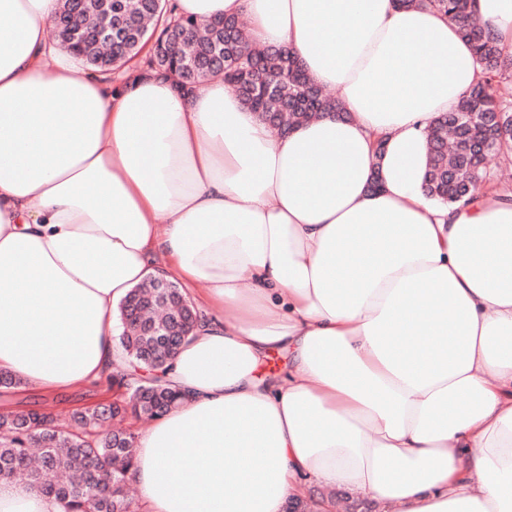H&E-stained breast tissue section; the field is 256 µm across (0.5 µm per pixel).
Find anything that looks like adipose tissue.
I'll list each match as a JSON object with an SVG mask.
<instances>
[{
    "label": "adipose tissue",
    "instance_id": "1",
    "mask_svg": "<svg viewBox=\"0 0 512 512\" xmlns=\"http://www.w3.org/2000/svg\"><path fill=\"white\" fill-rule=\"evenodd\" d=\"M172 3L246 19L345 114L280 134L219 76L119 83L47 39L58 0H0V370L47 395L125 370L114 307L202 282L164 376L184 401L138 435L143 512H285L311 481L512 512V196L425 188L471 44L428 0ZM473 3L512 51V0ZM0 512L62 508L1 482Z\"/></svg>",
    "mask_w": 512,
    "mask_h": 512
}]
</instances>
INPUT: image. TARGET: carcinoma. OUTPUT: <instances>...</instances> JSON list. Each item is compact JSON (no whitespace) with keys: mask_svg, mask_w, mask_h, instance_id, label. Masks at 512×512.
<instances>
[{"mask_svg":"<svg viewBox=\"0 0 512 512\" xmlns=\"http://www.w3.org/2000/svg\"><path fill=\"white\" fill-rule=\"evenodd\" d=\"M458 25L474 47L482 79L458 108L440 116L427 135V194L453 204L494 180L493 154L512 143V55H507L472 10V0H430ZM112 18V68L121 69L145 55V70H162L183 87L196 88L222 73L242 103L276 131L340 111L335 96L305 73L282 49H258L241 19L202 25L172 13L170 0H60L53 29L79 35L70 49L85 59L100 57L104 43L93 37L103 17ZM175 19L204 28L184 45L182 56L162 65L157 60L165 29ZM120 345L140 368L161 374L169 357L188 338L199 312L180 288L157 289L145 283L119 304ZM108 388L125 389L128 401L100 398L70 418L30 409L0 414V481L26 483L55 499L63 512H140L128 495L135 458V436L110 430L106 423L127 413L149 418L173 408L178 395L155 378L150 385L126 374L105 379Z\"/></svg>","mask_w":512,"mask_h":512,"instance_id":"obj_1","label":"carcinoma"}]
</instances>
